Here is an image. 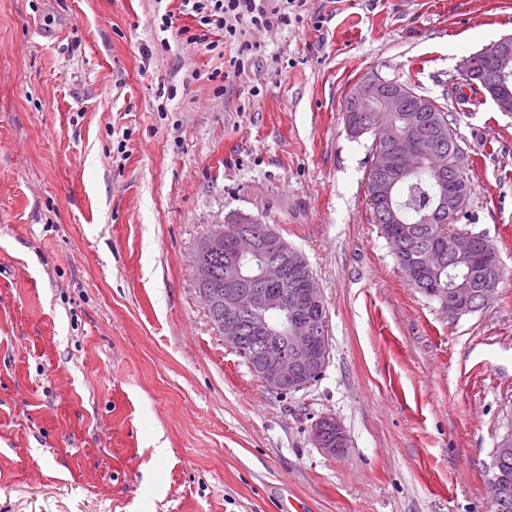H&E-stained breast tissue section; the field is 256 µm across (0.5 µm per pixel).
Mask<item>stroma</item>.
<instances>
[{"label":"stroma","mask_w":512,"mask_h":512,"mask_svg":"<svg viewBox=\"0 0 512 512\" xmlns=\"http://www.w3.org/2000/svg\"><path fill=\"white\" fill-rule=\"evenodd\" d=\"M180 0H0V512H491L512 433V117L463 57L512 0H307L237 44ZM174 12L175 27L160 31ZM445 98L474 158L460 224L499 248L480 311L411 288L366 196L373 72ZM252 216L307 258L330 326L311 386L275 393L195 290L213 225ZM339 419L346 454L316 447ZM311 434L316 446L329 456L343 455L349 447L346 431L333 415L317 420L311 428Z\"/></svg>","instance_id":"35a3bbf8"}]
</instances>
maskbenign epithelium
I'll return each mask as SVG.
<instances>
[{"instance_id": "1", "label": "benign epithelium", "mask_w": 512, "mask_h": 512, "mask_svg": "<svg viewBox=\"0 0 512 512\" xmlns=\"http://www.w3.org/2000/svg\"><path fill=\"white\" fill-rule=\"evenodd\" d=\"M512 63V35L504 36L464 57L459 68L463 80L482 87L497 109L512 114V85L507 82L508 66ZM348 110L358 113V128H376L387 132L388 148L370 154L369 171L387 173L378 185H366L369 203L383 213L393 212V191L402 177L413 170L425 156H438L433 166L435 181L446 184L458 164L444 151V136L448 123L436 118L425 128L424 113L435 111V102L428 97L414 96L406 86L375 72L352 88ZM396 112H411L413 116L403 134L384 130L385 117ZM229 238L238 239V226L219 224L199 240L192 257L196 291L204 303L212 325L224 338V344L241 357L261 383L269 390L287 393L301 390L321 377L327 363L329 343L328 316L325 304L313 277L299 287H288L290 271L304 266L303 255L270 228L256 234L259 258L257 279L263 285H279L289 291L272 297L260 288L245 284L244 263L249 255L240 246L224 248ZM477 246V234H455L448 249L456 255L472 259ZM222 252L224 260V291L206 287L209 282V261ZM482 273L487 282L483 297L495 296L501 279V267L494 253H486ZM444 308L450 316L475 309L472 294L463 288L442 292ZM311 434L316 446L329 456L344 454L349 447L342 423L333 415L317 420ZM492 504L500 512L506 501L507 489L496 476L488 479Z\"/></svg>"}]
</instances>
